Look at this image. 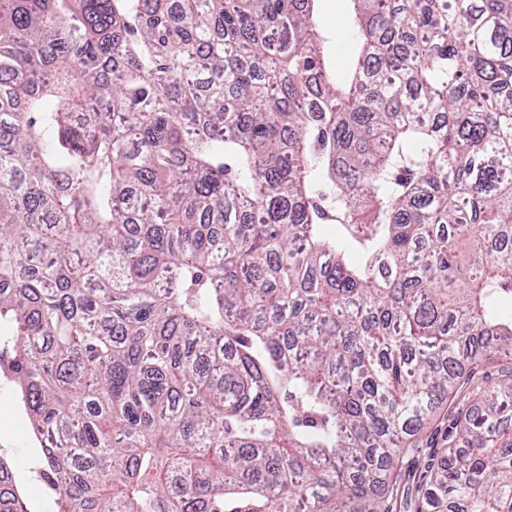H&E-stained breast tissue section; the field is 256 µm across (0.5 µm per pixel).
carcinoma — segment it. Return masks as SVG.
<instances>
[{"label": "carcinoma", "mask_w": 512, "mask_h": 512, "mask_svg": "<svg viewBox=\"0 0 512 512\" xmlns=\"http://www.w3.org/2000/svg\"><path fill=\"white\" fill-rule=\"evenodd\" d=\"M315 2L0 0L53 512H394L445 403L417 512H512V0H351L340 82ZM443 412L440 419L423 435L422 442L419 446V452L414 455L406 456L402 463V478L403 485L415 486L417 481H420L425 474V468L429 463L437 458L442 448L445 446L444 434L448 428V420L442 419Z\"/></svg>", "instance_id": "cac0c4a2"}]
</instances>
